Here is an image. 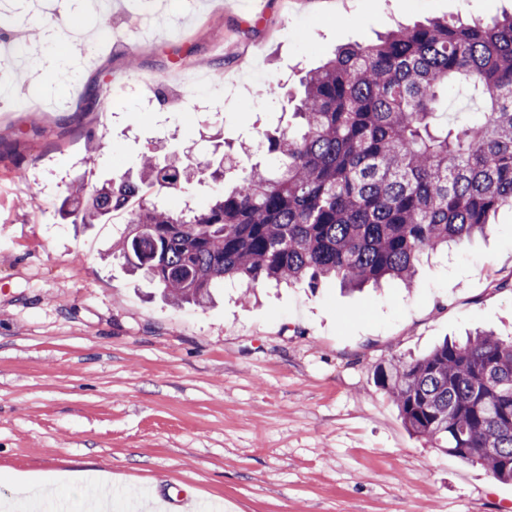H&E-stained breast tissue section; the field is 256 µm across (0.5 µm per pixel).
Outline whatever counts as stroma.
I'll return each instance as SVG.
<instances>
[{
	"label": "stroma",
	"mask_w": 512,
	"mask_h": 512,
	"mask_svg": "<svg viewBox=\"0 0 512 512\" xmlns=\"http://www.w3.org/2000/svg\"><path fill=\"white\" fill-rule=\"evenodd\" d=\"M112 0L109 41L42 105L0 101V502L10 478L112 476V512L185 494L207 512H512V483L409 435L378 364L475 330L512 337V210L488 234L422 261L412 285L336 280L219 288L204 308L162 299L113 246L128 216L73 224L70 183L136 171L214 134L287 126V94L336 48L428 19H487L512 0ZM164 19L145 38L138 16ZM82 0H8L0 25L68 19ZM97 142L95 169L84 165Z\"/></svg>",
	"instance_id": "35a3bbf8"
}]
</instances>
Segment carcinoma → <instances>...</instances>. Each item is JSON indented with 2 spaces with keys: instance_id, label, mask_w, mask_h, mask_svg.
<instances>
[{
  "instance_id": "carcinoma-1",
  "label": "carcinoma",
  "mask_w": 512,
  "mask_h": 512,
  "mask_svg": "<svg viewBox=\"0 0 512 512\" xmlns=\"http://www.w3.org/2000/svg\"><path fill=\"white\" fill-rule=\"evenodd\" d=\"M476 117L442 111L455 83ZM297 128L265 135L270 161L225 183L233 158L144 156L62 202L74 224L129 209L119 258L172 303L206 305L216 285L261 281L346 288L409 282L421 256L471 240L512 207V15L430 20L341 47L300 80ZM216 183L201 210L167 199L195 177ZM375 382L409 434L512 482V340L481 331L390 359Z\"/></svg>"
}]
</instances>
